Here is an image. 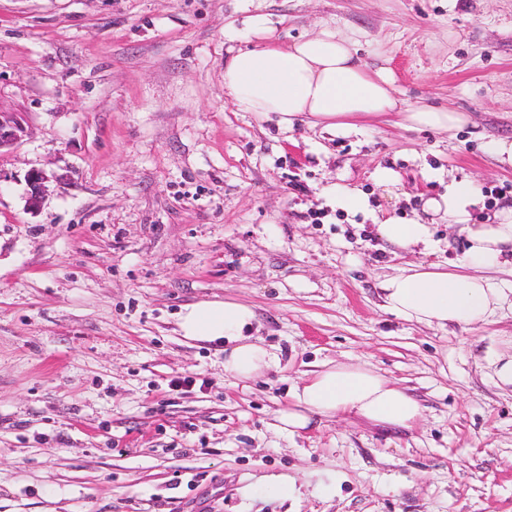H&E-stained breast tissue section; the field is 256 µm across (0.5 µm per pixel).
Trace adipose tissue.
Returning <instances> with one entry per match:
<instances>
[{"mask_svg":"<svg viewBox=\"0 0 512 512\" xmlns=\"http://www.w3.org/2000/svg\"><path fill=\"white\" fill-rule=\"evenodd\" d=\"M254 29L266 46L233 50L224 60V88L238 111L276 115L288 130L306 119L345 133L359 132L364 122L391 114L404 128L438 133L454 132L468 121L465 113L448 108L401 109L391 70L369 67L350 39L334 30L325 28L284 45L272 43L273 29L266 20H256ZM482 205L477 188L467 181L451 182L446 193L426 201L425 212L459 226L468 247L458 270L412 263L386 278V310L410 323L471 326L490 321L512 300V290L485 274L505 264L512 251V207L478 224L474 213ZM378 231L406 250L432 244L429 225L418 219H388ZM254 319L246 304L207 300L187 306L179 327L188 339L223 342L225 375L250 381L279 364L276 353L248 335ZM291 397L293 408L277 415L279 431L291 434L306 429L316 417L347 414L376 426L409 428L423 413L420 403L396 383L352 362L323 364L294 387Z\"/></svg>","mask_w":512,"mask_h":512,"instance_id":"obj_1","label":"adipose tissue"}]
</instances>
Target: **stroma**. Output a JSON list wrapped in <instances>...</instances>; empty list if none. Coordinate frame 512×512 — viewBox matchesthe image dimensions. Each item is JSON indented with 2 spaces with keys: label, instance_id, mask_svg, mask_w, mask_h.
<instances>
[{
  "label": "stroma",
  "instance_id": "35a3bbf8",
  "mask_svg": "<svg viewBox=\"0 0 512 512\" xmlns=\"http://www.w3.org/2000/svg\"><path fill=\"white\" fill-rule=\"evenodd\" d=\"M257 15L282 44L357 38L403 107L469 124L342 135L238 111L224 55L261 48ZM0 111L29 127L0 154V512H512V386L496 377L512 310L397 318L381 282L411 261L453 269L467 239L433 225L421 255L377 233L455 178L484 215L512 205V169L485 150L512 139V0H0ZM335 183L367 211L330 207ZM224 298L254 309L276 369L238 382L223 344L183 337L185 306ZM327 360L407 388L422 419L278 431ZM176 376L200 383L175 391ZM47 176L40 170L31 171L27 175L28 185V206L30 209H37L43 199Z\"/></svg>",
  "mask_w": 512,
  "mask_h": 512
}]
</instances>
